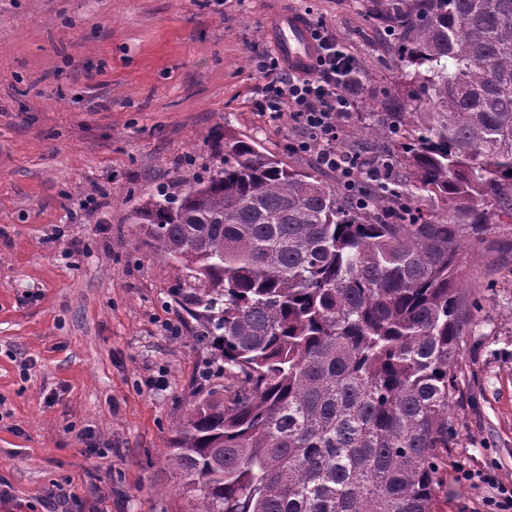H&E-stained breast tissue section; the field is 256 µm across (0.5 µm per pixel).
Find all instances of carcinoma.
Returning a JSON list of instances; mask_svg holds the SVG:
<instances>
[{"label":"carcinoma","mask_w":512,"mask_h":512,"mask_svg":"<svg viewBox=\"0 0 512 512\" xmlns=\"http://www.w3.org/2000/svg\"><path fill=\"white\" fill-rule=\"evenodd\" d=\"M416 105L369 205L245 135L131 210L194 272L224 359L168 448L189 512H434L467 311L462 247L512 217V0H386Z\"/></svg>","instance_id":"carcinoma-1"}]
</instances>
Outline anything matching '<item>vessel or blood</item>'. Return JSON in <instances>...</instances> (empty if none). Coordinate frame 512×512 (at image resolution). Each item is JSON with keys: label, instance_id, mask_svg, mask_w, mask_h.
Wrapping results in <instances>:
<instances>
[{"label": "vessel or blood", "instance_id": "vessel-or-blood-1", "mask_svg": "<svg viewBox=\"0 0 512 512\" xmlns=\"http://www.w3.org/2000/svg\"><path fill=\"white\" fill-rule=\"evenodd\" d=\"M267 33L290 71L307 72L315 55V44L301 12L291 10L274 15L267 24Z\"/></svg>", "mask_w": 512, "mask_h": 512}]
</instances>
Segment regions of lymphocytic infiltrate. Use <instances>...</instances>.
<instances>
[{"mask_svg": "<svg viewBox=\"0 0 512 512\" xmlns=\"http://www.w3.org/2000/svg\"><path fill=\"white\" fill-rule=\"evenodd\" d=\"M312 36L317 54L307 75L294 74L277 61L257 63L258 72L269 78L263 109L275 118L289 112L305 132L304 138L294 143V150H316L319 164L341 175L352 201L363 203L367 197L357 189L353 169L344 164L336 148L338 120L348 116L356 102L358 62L325 25L313 26Z\"/></svg>", "mask_w": 512, "mask_h": 512, "instance_id": "lymphocytic-infiltrate-1", "label": "lymphocytic infiltrate"}]
</instances>
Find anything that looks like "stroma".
Returning <instances> with one entry per match:
<instances>
[{"mask_svg":"<svg viewBox=\"0 0 512 512\" xmlns=\"http://www.w3.org/2000/svg\"><path fill=\"white\" fill-rule=\"evenodd\" d=\"M291 8L358 60L341 141L409 110L383 0H0V512H188L166 453L217 355L127 216L184 170L208 176L224 125L314 166L254 74ZM465 253L436 512H476L459 469L512 481V223Z\"/></svg>","mask_w":512,"mask_h":512,"instance_id":"1","label":"stroma"}]
</instances>
